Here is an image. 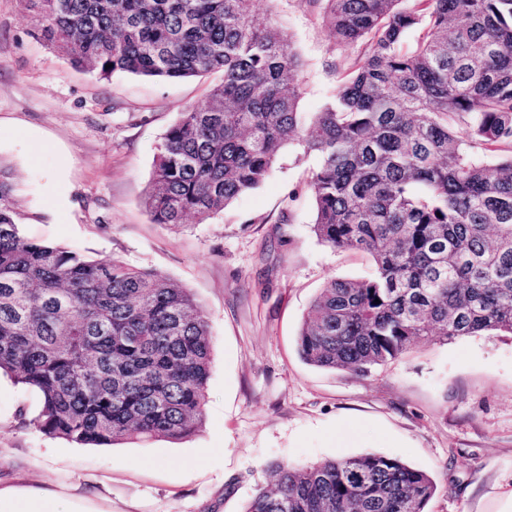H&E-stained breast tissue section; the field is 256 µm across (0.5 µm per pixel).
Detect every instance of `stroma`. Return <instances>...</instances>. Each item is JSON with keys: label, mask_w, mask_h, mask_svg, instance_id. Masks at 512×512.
Listing matches in <instances>:
<instances>
[{"label": "stroma", "mask_w": 512, "mask_h": 512, "mask_svg": "<svg viewBox=\"0 0 512 512\" xmlns=\"http://www.w3.org/2000/svg\"><path fill=\"white\" fill-rule=\"evenodd\" d=\"M303 66L300 109L320 111L341 50L307 0H257ZM220 74L107 79L38 36L25 0H0V168L26 235L153 269L202 303L211 327L204 420L178 441L84 448L41 431L36 391L0 375V489L68 512H243L273 466L379 454L430 475L427 512H512V336L420 340L361 375L305 363L297 336L331 279L370 256L311 230L318 159L285 151L271 176L206 224L153 223L157 148Z\"/></svg>", "instance_id": "obj_1"}]
</instances>
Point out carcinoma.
Returning a JSON list of instances; mask_svg holds the SVG:
<instances>
[{"label":"carcinoma","instance_id":"1","mask_svg":"<svg viewBox=\"0 0 512 512\" xmlns=\"http://www.w3.org/2000/svg\"><path fill=\"white\" fill-rule=\"evenodd\" d=\"M306 2L354 54L304 116L301 58L253 0H29L43 37L101 78L222 74L158 146L154 223L214 218L287 147L318 158L312 232L374 273L321 289L297 337L308 364L367 374L418 339L512 335V0ZM8 192L0 174V373L40 395L38 427L80 446L194 433L211 353L199 301L27 238ZM436 490L365 454L279 466L244 512H425Z\"/></svg>","mask_w":512,"mask_h":512}]
</instances>
